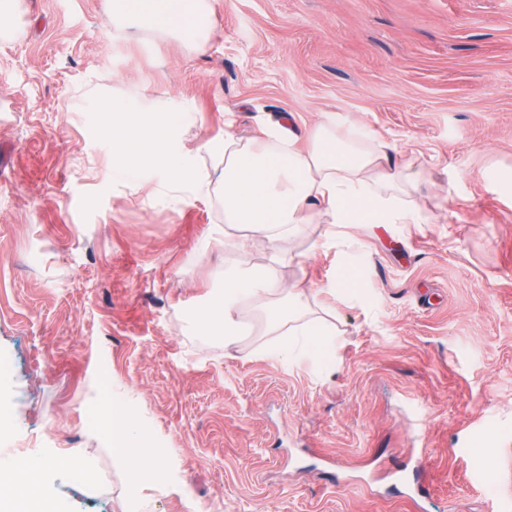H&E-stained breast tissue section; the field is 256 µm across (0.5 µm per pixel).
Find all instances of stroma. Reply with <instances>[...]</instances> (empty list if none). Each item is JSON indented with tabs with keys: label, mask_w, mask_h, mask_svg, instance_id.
<instances>
[{
	"label": "stroma",
	"mask_w": 512,
	"mask_h": 512,
	"mask_svg": "<svg viewBox=\"0 0 512 512\" xmlns=\"http://www.w3.org/2000/svg\"><path fill=\"white\" fill-rule=\"evenodd\" d=\"M206 3L183 38L110 0H0V459L55 458L60 512H512V0ZM113 98L184 113L170 146L209 196L114 177ZM288 112L374 132L384 194L415 182L423 223L277 247L225 228L207 143ZM239 263L335 325L329 367L270 353L256 304L238 345L200 337L189 310ZM113 395L157 451L138 482L98 414Z\"/></svg>",
	"instance_id": "stroma-1"
}]
</instances>
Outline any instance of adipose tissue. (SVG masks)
I'll return each mask as SVG.
<instances>
[{"instance_id":"adipose-tissue-1","label":"adipose tissue","mask_w":512,"mask_h":512,"mask_svg":"<svg viewBox=\"0 0 512 512\" xmlns=\"http://www.w3.org/2000/svg\"><path fill=\"white\" fill-rule=\"evenodd\" d=\"M112 13L132 18L137 27L163 33L198 35L209 26L210 12L203 0H113ZM113 124L122 128L113 153V172L122 179L137 175L140 167L160 165L176 182L195 183L199 194L209 192L198 177L169 147V134L180 122L178 114L165 112L150 119L133 113L119 101L101 104ZM210 152L224 157V222L261 233L271 243L296 235L301 227L320 219L328 224H407L414 210L400 198L384 196L370 188L368 178L390 180L383 164L385 149L374 150L365 138L349 140L337 134L334 124L318 126L299 135L292 115L263 129V136L242 141L225 134L223 142L209 144ZM267 300V327L279 333L274 353L288 357L311 356L326 360L333 348L335 327L302 319L297 293H284L273 266H234L224 271V285L215 301L197 308L193 317L198 331L231 345L243 334L240 313L244 305ZM112 421V453L139 468L153 461L137 431L136 419L126 403L106 398L100 407ZM49 459H37L24 468L0 465V512H57L41 490ZM24 494H17V485Z\"/></svg>"}]
</instances>
